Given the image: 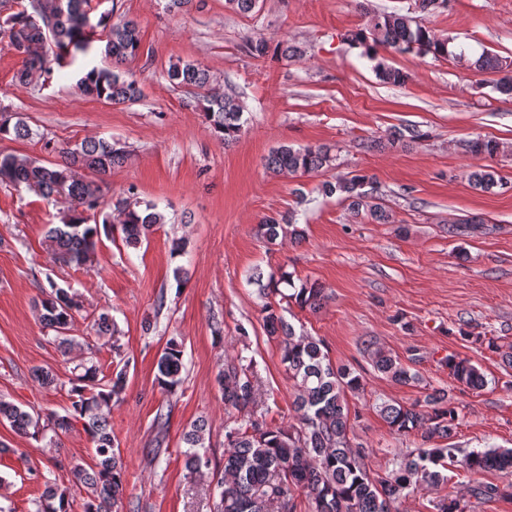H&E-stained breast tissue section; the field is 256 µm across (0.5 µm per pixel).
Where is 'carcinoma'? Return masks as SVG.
<instances>
[{
  "mask_svg": "<svg viewBox=\"0 0 512 512\" xmlns=\"http://www.w3.org/2000/svg\"><path fill=\"white\" fill-rule=\"evenodd\" d=\"M91 0H27L0 25V35L8 38V49L19 59L15 79L27 82L32 76L50 75L54 66L68 56L86 55L93 39L85 30L84 20ZM107 35L104 55L112 66L91 68L76 82L83 93L109 104H127L142 96L139 82L119 64L136 57L141 49L138 24L124 20L109 24L100 20ZM350 42L364 48L367 56L376 58L382 52L430 54L448 57V40L438 38L419 19L396 11L383 12L368 19L350 34ZM479 70L501 74L494 89L502 99L512 102V66L496 57L481 55L475 62ZM376 75L385 84L403 86L410 75L380 62ZM168 80L176 85L193 86L204 91L203 115L222 140L229 142L241 132L243 110L228 95L211 91V75L191 62L172 64ZM35 132L18 116L0 118V139H30ZM468 152L475 157L492 158L500 153V145L491 139L475 138L467 142ZM129 152L118 142L88 138L61 150V161L43 163L13 154L0 153V181L39 192L43 197L68 204L63 222L50 227L46 240L58 261L68 265H86L93 261L102 237L121 233L128 248L137 249L154 227L166 223L165 214L153 202L131 196L110 203L105 200L100 182L122 166ZM334 156L326 145L293 148L282 145L266 159L272 172L310 174L330 166ZM89 171L98 180H86L80 171ZM472 185L485 192L501 185L502 177L491 166L469 172ZM371 179L354 175L337 183L324 182L326 196L336 193L360 206ZM113 208L117 218L104 213ZM260 237L273 243L278 238L300 239L303 230L293 216H266L257 225ZM40 302V319L53 330L63 344H71L67 336L73 314L79 308L74 296L65 288L50 285ZM287 299L301 307L316 308L323 300V289L317 284L303 285ZM267 330L278 339L282 363L294 382L298 422L288 426H271L255 417L250 410L255 395L254 374L250 366L230 365L219 374L218 383L224 406L239 414L227 428L224 469L217 479L219 502L216 512H275L279 508L294 509L295 493L308 499L311 512H391L390 505L410 489L424 485L437 486L445 481L439 468L454 466L476 475L487 470L512 471V449L489 448L464 453L459 448L431 446L437 438L446 439L456 428L458 414L448 401V392L436 390L419 403L409 406L384 402L380 415L398 434H420L421 444L414 451L399 456L395 468L383 475L372 472L365 463V450L352 447L349 433L350 411L347 394L364 389L363 377L347 366H335L324 352L322 341L297 335L294 326L268 305L264 308ZM92 329L98 336H115L112 315L101 312L93 318ZM183 344L167 340L157 360L156 380L162 390L175 391L182 382ZM374 369L393 381L408 384L416 379L390 353L378 348L372 354ZM449 374L460 385L480 390L487 380L482 369L469 358L450 356L444 360ZM83 372L71 379V413L46 417L32 415L20 407L0 400V421L6 420L16 431L36 440L68 431L72 421H83V429L94 445V463L88 467L77 463L71 468V486L61 487L48 479L36 512H117L126 483V466L114 448L112 429L106 410L120 400L126 386V367H116L109 377L98 378L95 365H80ZM205 423H194L183 435L186 445L184 468L187 476H201L210 469L211 461L200 452L205 447Z\"/></svg>",
  "mask_w": 512,
  "mask_h": 512,
  "instance_id": "carcinoma-1",
  "label": "carcinoma"
}]
</instances>
